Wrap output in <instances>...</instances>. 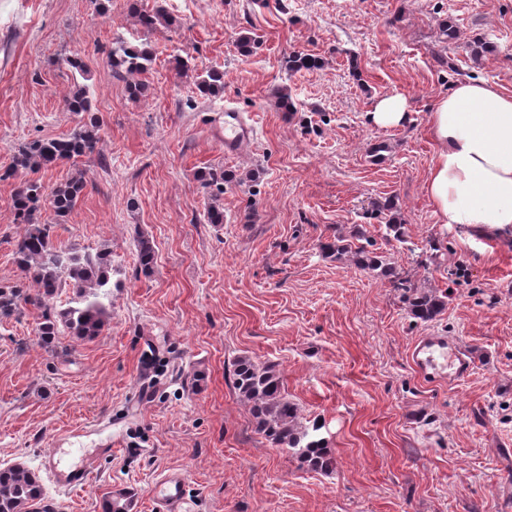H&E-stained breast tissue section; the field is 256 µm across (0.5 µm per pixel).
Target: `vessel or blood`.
I'll list each match as a JSON object with an SVG mask.
<instances>
[{"label": "vessel or blood", "instance_id": "b4317fda", "mask_svg": "<svg viewBox=\"0 0 512 512\" xmlns=\"http://www.w3.org/2000/svg\"><path fill=\"white\" fill-rule=\"evenodd\" d=\"M223 116L224 152L228 155L238 154L251 142L254 125L250 118L229 107L225 108ZM410 358L420 372L434 379L446 378L457 382L471 371V364L460 345L447 336L422 337L412 348ZM92 466V458L80 448L70 449L65 458L48 453L43 461L50 480L65 491L84 487ZM186 481L184 472L171 470L154 483L151 497L157 512H190Z\"/></svg>", "mask_w": 512, "mask_h": 512}]
</instances>
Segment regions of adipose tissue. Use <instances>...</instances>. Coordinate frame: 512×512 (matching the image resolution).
I'll return each instance as SVG.
<instances>
[{"mask_svg":"<svg viewBox=\"0 0 512 512\" xmlns=\"http://www.w3.org/2000/svg\"><path fill=\"white\" fill-rule=\"evenodd\" d=\"M435 150L424 192L440 223L477 236L512 230V94L456 83L427 117Z\"/></svg>","mask_w":512,"mask_h":512,"instance_id":"adipose-tissue-1","label":"adipose tissue"}]
</instances>
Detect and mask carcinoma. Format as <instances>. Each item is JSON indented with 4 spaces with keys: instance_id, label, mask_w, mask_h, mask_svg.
I'll use <instances>...</instances> for the list:
<instances>
[{
    "instance_id": "cac0c4a2",
    "label": "carcinoma",
    "mask_w": 512,
    "mask_h": 512,
    "mask_svg": "<svg viewBox=\"0 0 512 512\" xmlns=\"http://www.w3.org/2000/svg\"><path fill=\"white\" fill-rule=\"evenodd\" d=\"M139 24L152 29L158 24L178 27L176 19L159 10L140 11ZM440 33L444 42L459 47L457 27L452 20L441 23ZM472 59L479 61L491 49L485 40H476L463 46ZM107 64L116 78L128 82L133 98L139 99L147 92V86L136 76L145 73L152 61L151 52L144 46L126 41L121 37L112 40L106 55ZM323 66L320 57L296 52L288 57V74L301 69H317ZM197 88L213 97L224 94V72L209 69L199 77ZM67 111L81 117L75 131L63 138L37 139L17 148L13 155L12 169L38 174L60 162L75 161L95 152L101 123L92 113L89 88L76 84L65 96ZM234 178L222 170H210L201 180V187L209 202L204 211L208 224L224 223V208L219 204L224 186ZM88 187V181L79 175L50 191L37 180L20 184L13 199L14 220L22 232L14 244L16 263L23 279L35 288V293H25L21 286L9 291L0 289V315L8 316L20 304L32 306L38 312L35 336L40 343L51 345L64 335L90 340L99 335L108 318L106 300L111 296L112 261L108 253L85 251L79 253L54 243L52 225L42 221V211L49 209L64 217L76 206ZM372 212L387 216L386 243H403L406 226L397 214L392 198L375 200ZM138 260L141 271L152 270L155 251L150 240L137 237ZM327 257L348 259L355 265L386 278L400 291L401 301L407 314L417 322L428 323L448 306V290L422 288L400 276L395 263L378 250L376 242L360 229L349 233L336 231V236L319 244ZM69 288L72 297L67 307L54 305V299L62 288ZM231 383L241 403L252 418L255 431L280 451L295 459L302 467L313 471L332 473L336 469V457L318 431L316 421L304 420L298 405L288 397L279 371L272 365H260L247 355L236 357L231 365ZM102 512H129L127 495L107 494L100 500ZM0 512H50L45 501L44 485L39 473L25 463H15L0 469Z\"/></svg>"
}]
</instances>
